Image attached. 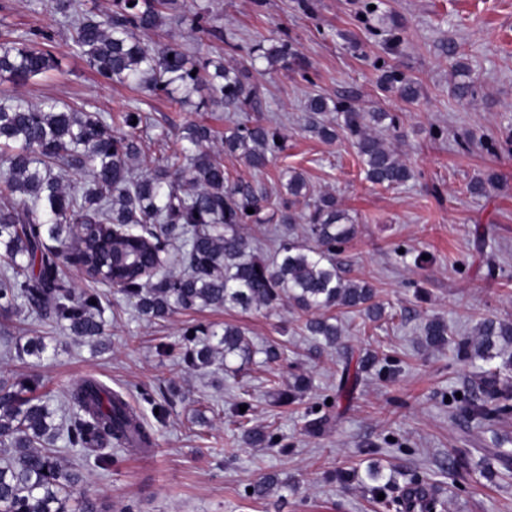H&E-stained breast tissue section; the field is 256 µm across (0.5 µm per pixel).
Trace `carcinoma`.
<instances>
[{
  "label": "carcinoma",
  "instance_id": "1",
  "mask_svg": "<svg viewBox=\"0 0 512 512\" xmlns=\"http://www.w3.org/2000/svg\"><path fill=\"white\" fill-rule=\"evenodd\" d=\"M175 0H112L106 14L82 10L76 0H54L72 32V43L97 74L108 83L136 85L155 94L170 93L176 84L184 96L203 88L208 104L233 112L260 108L258 87L249 82L256 57L237 67L223 61L194 64L182 46L151 45L143 35L171 21ZM193 28L235 48L224 31L210 24L209 11L198 8ZM47 32H25L0 42V76L17 84L57 67ZM173 58H168V55ZM295 55L285 43L271 45L260 57L267 62ZM214 67L209 72L208 67ZM196 75H191V72ZM461 80L453 86L460 99H472L477 86L469 68L456 60ZM380 86L413 100L419 95L415 81L395 69L384 72ZM307 129L325 141L336 138V127L321 116L340 114L339 128L347 132L363 165L365 179L387 187L413 178V171L374 133L379 123L395 118L386 112H360L328 98L311 96L304 107ZM136 124H131V121ZM128 128L115 133L108 118L83 107L46 102L40 106L0 104V314L9 318L34 315L81 340H96L105 333L108 305L99 293L77 291L60 269L78 263L91 280L101 283L98 268L112 250H126L134 243L144 247L137 263L153 262L158 246L179 244L183 269L176 275L156 271L151 277L139 269L129 271L117 289L134 303L138 313L165 319L176 311L200 308H270L286 300L311 313L304 330L327 346L336 345L342 330L334 310L355 309L371 321L381 318L373 302V289L365 282L346 280L336 261V247L347 243L355 227L329 193L316 194L302 173L288 170L285 198L277 206L279 223L294 224V205L304 200L302 235L285 237L268 262L252 253L240 226L260 223L268 196L250 185L228 186L224 163L211 144L215 131L205 123L190 124L184 144L155 158L146 174L132 169L140 152L137 132L146 116L132 107L120 116ZM281 135L259 119H248L224 137V150L236 153L253 168L267 164L282 150ZM80 171L85 184L70 189L63 184L66 173ZM254 213H247V209ZM55 242L50 247L46 240ZM96 304H91V301ZM425 344L449 348L470 362L501 363L478 372L474 387L451 395L458 411L473 419L494 415L501 421L512 416V385L502 372L512 370V324L493 318L479 322L477 335L457 336L440 317L424 326ZM18 352L41 356L46 344L39 336L17 346ZM182 360L204 368L216 359H251V339L238 326H224L212 344L195 328L182 337ZM309 388V381L295 376L290 392L278 393L283 404H292ZM37 386L26 382L0 381V446L11 455L0 462V512H102L86 495H75L77 472L62 465L55 448L65 438L69 448L94 455L97 467L106 469L112 456L103 448L145 453L153 438L138 411L123 393L103 382L86 378L73 384L66 395L69 418L55 423L56 409ZM236 412L240 439L249 446L269 445L273 437L249 426L252 405ZM494 459L512 471V451L486 448L481 460ZM401 497L385 496L379 504L386 512H433L438 503L427 482L416 479Z\"/></svg>",
  "mask_w": 512,
  "mask_h": 512
}]
</instances>
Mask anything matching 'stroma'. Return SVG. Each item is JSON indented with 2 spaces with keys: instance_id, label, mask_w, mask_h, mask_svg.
Wrapping results in <instances>:
<instances>
[{
  "instance_id": "35a3bbf8",
  "label": "stroma",
  "mask_w": 512,
  "mask_h": 512,
  "mask_svg": "<svg viewBox=\"0 0 512 512\" xmlns=\"http://www.w3.org/2000/svg\"><path fill=\"white\" fill-rule=\"evenodd\" d=\"M366 0H177L181 20L151 33L154 41L180 44L195 60L223 57L232 66L258 47L284 42L297 53L277 66L257 60L252 83L263 93L264 121L277 125L284 150L257 170L225 155L230 183H249L278 199L282 171L303 174L316 191L332 194L355 226V235L336 259L347 279L365 281L383 306L382 320L356 314L343 321L338 345L315 349L301 330L305 314L288 302L241 311L203 308L164 320L140 316L113 289L106 348L69 338L36 318L0 317V379H37L40 393L61 404L76 381L93 377L122 391L154 435L145 454L112 453L103 471L66 448L64 461L80 465L81 490L106 512H381L368 491L365 472L381 468L395 487L419 477L433 485L444 512H512V474L502 469H447L462 448H490L503 438L512 448V420L497 432L462 417L450 400L469 388L476 367L451 352L425 346L421 328L438 316L459 335H474L482 318L512 323V0H382L380 14L367 13ZM208 6L211 23L225 42L195 31L196 6ZM53 34L58 66L18 85L0 77V100L30 105L52 98L66 105L118 117L140 105L150 118L147 147L139 166L163 150L159 134L176 140L192 121L223 135L245 121L242 112L206 105L205 92L179 106L167 96L112 85L70 46L69 32L50 0H0V41L22 31ZM397 31L399 54L383 42ZM455 44L480 89L476 101L456 98ZM397 69L418 83L407 100L379 85L383 71ZM331 100L353 97L362 112L382 110L396 117L398 131L383 138L414 177L397 188L365 180L345 132L328 142L306 129L308 95ZM495 175L483 193L471 184ZM428 256L424 266L417 255ZM245 329L256 347L287 345V360H232L229 370L187 368L178 352H159L177 343L184 328ZM10 336H42V358L10 356ZM372 355L356 386L338 394L346 360ZM313 387L301 404H277V393L297 374ZM252 405L251 423L275 433L274 446L248 447L234 424L240 399ZM169 412L155 414L156 404ZM328 417L319 431L307 425V410ZM276 476L261 498L252 484Z\"/></svg>"
}]
</instances>
